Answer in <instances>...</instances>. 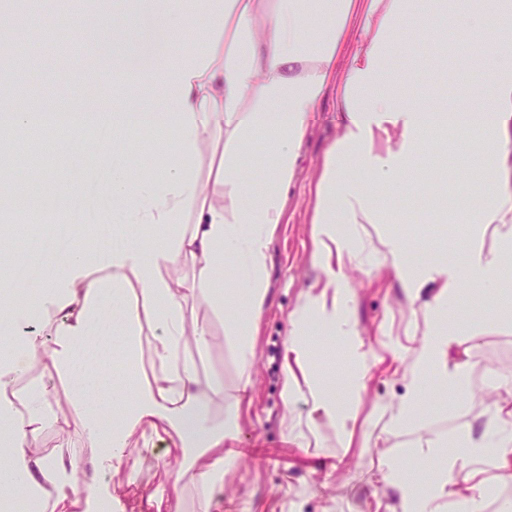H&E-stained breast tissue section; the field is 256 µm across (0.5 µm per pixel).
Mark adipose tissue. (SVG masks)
Returning <instances> with one entry per match:
<instances>
[{"instance_id":"1","label":"adipose tissue","mask_w":512,"mask_h":512,"mask_svg":"<svg viewBox=\"0 0 512 512\" xmlns=\"http://www.w3.org/2000/svg\"><path fill=\"white\" fill-rule=\"evenodd\" d=\"M415 11V0H194L195 15L209 25L173 58L141 126L143 137L165 144L159 175L133 183L117 169L87 199L92 210L97 197H111L113 210L101 223L138 225L142 237L127 242L116 231L108 247L73 239L51 259L48 286L29 296L16 288L15 257L0 245V512L18 498L24 512H86L71 483L79 472L87 493L115 512H182L188 476L199 512H222L215 490L234 465L224 444L241 432V405L225 403L223 376L200 372L196 359L210 348L211 323L188 319L184 304L196 298L223 316L240 376L249 379L267 264L308 118L334 87L346 121L316 172L311 224L321 275L289 317L284 358L303 372L286 371L281 397L290 403L306 384L313 412L353 436L371 364L351 327L347 272L357 266L359 225L403 223L404 208L396 202L381 210L378 196L346 174L361 167L397 193L398 173L435 149L445 129L440 113L397 93L386 66L401 22ZM456 21L489 38L471 58L485 78L461 89L455 128L462 145L456 165L470 174L465 195L476 205L463 215L472 225L465 264L435 257L418 265L404 239L388 241L383 264L426 323L410 385L389 410L396 430L422 422L433 385L461 387L465 367L449 361L458 343L451 316L463 290L504 293L512 269V53L501 43L512 0H465ZM96 50L122 71L145 77L156 68L151 43L129 51L105 37ZM258 139L268 174L263 194L252 199L237 173ZM218 141V165L201 175L199 150ZM490 225L493 250L481 242ZM228 257L248 294L241 310L216 286ZM315 335L348 351L353 368L342 390L307 369ZM37 357L72 382L69 410L56 406L44 383L28 380ZM219 402L224 420L215 424ZM497 411L498 425L480 435L463 430L448 447L415 449L419 463L438 465L431 482H420L397 457L380 458L377 470L398 492L401 512H483L488 467L512 460V400ZM50 429L75 431L81 453H46ZM146 450L170 491L129 506L112 479L135 472Z\"/></svg>"}]
</instances>
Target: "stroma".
Wrapping results in <instances>:
<instances>
[{"instance_id":"stroma-1","label":"stroma","mask_w":512,"mask_h":512,"mask_svg":"<svg viewBox=\"0 0 512 512\" xmlns=\"http://www.w3.org/2000/svg\"><path fill=\"white\" fill-rule=\"evenodd\" d=\"M22 8L53 25L66 17L69 27L66 36L46 44L49 51L65 52L67 80H58L56 70L43 68L34 59L20 61L13 74L17 100L33 113L35 125H43L44 114L55 103L74 111L90 83L99 91L92 101L97 112H127L123 97L113 92L111 67L84 36L92 27L101 34L112 31L113 14L106 0H91L80 9L72 0H38L34 5L24 0ZM419 30L418 18L409 17L402 33L406 45L391 58L390 68L400 76L404 94L427 99L434 110L445 113L448 126H455L459 90L482 78L465 60L480 41L425 42L418 39ZM343 121L332 95L309 117L286 217L271 249L268 295L255 338L250 386L240 382V367L223 320L211 321L213 341L201 371L223 373L226 400H233L243 389L251 400L242 415L239 442L247 454L225 478L223 512H400L398 493L376 474L381 454L395 455L432 438L449 439L464 427L481 433L493 422L496 399L512 389V301L496 303L497 314L492 318L463 308L453 321L461 332L454 359L468 366L465 388L432 389L424 402L425 422L409 430L393 431L379 418L378 406L397 403L406 391L411 353L418 342L409 330L423 321L419 309L380 263L388 236L412 240L425 259L439 255L461 264L467 257L458 245L467 225L443 224L437 214L411 211L403 224L360 227V267L351 273L355 329L375 361L358 404L364 429L349 442L326 418L310 419V396L304 388L292 405L283 404L282 349L289 331L288 315L321 275L311 244L314 175ZM123 163L120 157L111 165L92 162L85 143H73L48 177L53 180L64 174L83 186L110 179L113 166ZM310 420L318 439L307 444L298 431Z\"/></svg>"}]
</instances>
